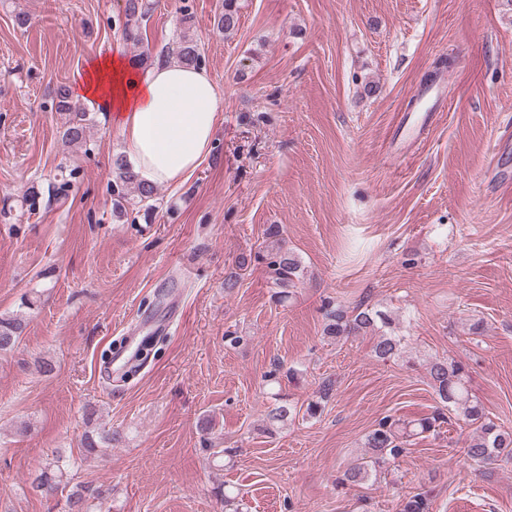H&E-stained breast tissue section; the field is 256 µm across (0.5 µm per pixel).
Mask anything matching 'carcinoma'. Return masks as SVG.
<instances>
[{
    "instance_id": "1",
    "label": "carcinoma",
    "mask_w": 512,
    "mask_h": 512,
    "mask_svg": "<svg viewBox=\"0 0 512 512\" xmlns=\"http://www.w3.org/2000/svg\"><path fill=\"white\" fill-rule=\"evenodd\" d=\"M153 3L151 0H124L122 9V26L125 40L134 45L143 41V29L151 17ZM240 6L238 0H224V12L217 19V28L230 35L238 30L240 24ZM175 57L183 64L203 67L205 59L198 44L184 36L177 46L168 52L155 56L149 52L141 53L139 63L151 65ZM56 111L69 114V121L62 133V141L67 144L81 143L86 137V111L72 102L69 93L61 89L56 93ZM116 182L112 186L113 195L149 211L156 194V188L138 181L132 166L126 160H115ZM260 259L270 270L273 284L283 289L281 297H288L286 289L294 286L300 278L301 264L294 251L274 239L266 249L258 252ZM327 323L324 333L337 340H347L368 332H377L379 336L374 345L375 356L382 361H389L401 354L402 337L391 332L390 317L377 310L357 307L352 313L337 307L329 301L324 304ZM26 322L19 317L0 316V351L11 350L21 340ZM428 373L432 387L439 400V406L431 416L421 418L418 422L402 420L386 415L378 420L364 439L368 448L366 456L348 468L336 479L339 485H361L378 473L387 470L395 460L408 452L410 438L423 433L435 434L441 425L451 423L446 412L452 411L461 420L475 426L476 435L467 446V459L476 463L490 464L502 456L512 455V430L504 428L488 417L482 404L472 395L468 388V369L454 360H435L429 364ZM334 382L325 380L319 385L318 399L308 403L305 415L315 416L322 409L333 391ZM298 415L297 407L288 400L276 397L274 406L268 411L267 419L272 425H284ZM116 440L113 433H85L83 439L84 455H96L105 446H112ZM33 490L50 498L69 484L68 464L62 457L42 465L30 476ZM68 512H90L88 498L84 491L73 489L67 496ZM401 512H431L430 494L417 492L405 497L401 502Z\"/></svg>"
}]
</instances>
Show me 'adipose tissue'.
I'll list each match as a JSON object with an SVG mask.
<instances>
[{"label":"adipose tissue","mask_w":512,"mask_h":512,"mask_svg":"<svg viewBox=\"0 0 512 512\" xmlns=\"http://www.w3.org/2000/svg\"><path fill=\"white\" fill-rule=\"evenodd\" d=\"M71 94L111 114L139 180L154 186L196 170L213 144L222 102L205 69L174 60L143 67L116 53L92 56Z\"/></svg>","instance_id":"ef3b65f1"}]
</instances>
